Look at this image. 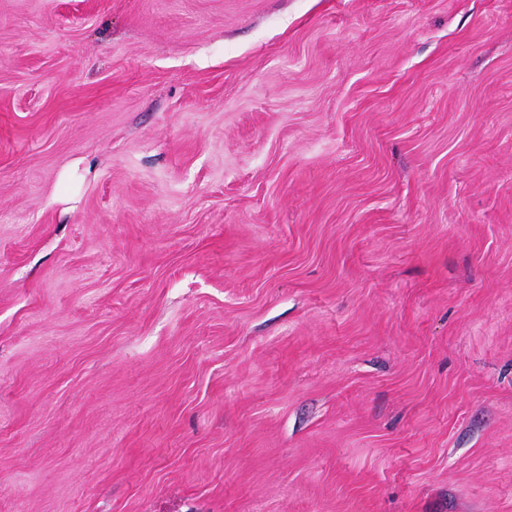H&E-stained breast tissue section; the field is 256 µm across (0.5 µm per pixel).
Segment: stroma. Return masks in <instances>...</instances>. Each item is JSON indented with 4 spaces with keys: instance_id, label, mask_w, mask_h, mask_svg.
<instances>
[{
    "instance_id": "1",
    "label": "stroma",
    "mask_w": 512,
    "mask_h": 512,
    "mask_svg": "<svg viewBox=\"0 0 512 512\" xmlns=\"http://www.w3.org/2000/svg\"><path fill=\"white\" fill-rule=\"evenodd\" d=\"M0 512H512V0H0Z\"/></svg>"
}]
</instances>
